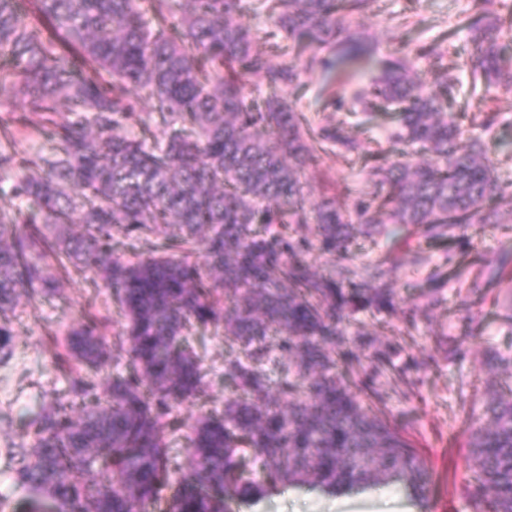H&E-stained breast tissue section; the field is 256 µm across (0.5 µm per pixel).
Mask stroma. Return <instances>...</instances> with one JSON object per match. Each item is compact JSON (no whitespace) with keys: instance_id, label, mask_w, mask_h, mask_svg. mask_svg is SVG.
I'll return each mask as SVG.
<instances>
[{"instance_id":"1","label":"stroma","mask_w":512,"mask_h":512,"mask_svg":"<svg viewBox=\"0 0 512 512\" xmlns=\"http://www.w3.org/2000/svg\"><path fill=\"white\" fill-rule=\"evenodd\" d=\"M473 7V0H377L373 10L351 20L354 32L367 36L372 52L362 59L351 84L337 88L330 72L314 69L301 86L288 87L285 94L299 110L315 122L342 123L346 133L365 147L384 141L396 124L390 110L378 111L364 125L358 116L337 110V99H350L354 88L367 85L385 63L416 44H442L449 55L462 63L452 110L472 137L478 138L495 162L496 174L506 192L497 207L512 213V94L491 88L473 90L466 61L473 51L468 31L458 27L460 11ZM495 113L493 132L481 122ZM367 158L329 148L304 178L312 200L336 197L353 203L369 196L374 186L363 169ZM420 252L425 262L405 265L407 252ZM512 253V230L498 224H481L466 229L458 241L448 243L428 238L422 228L402 231L399 243L386 238L356 239L346 263L362 265L386 260L389 282L404 310L414 311L413 322L391 318L382 323L379 315L357 313L358 321L381 340L400 337L402 357L427 364L425 381L408 386L398 379L385 380L382 396L373 408L404 428L437 474L425 507L414 508L405 491L388 490L386 497L366 493L359 498L323 497L304 488H287L257 505L241 506L240 512H468L461 476L454 469L465 452L468 431L458 418L462 402L484 407L490 396L512 387V260L499 267L503 253ZM499 267L490 275L491 267ZM90 286L81 280H63L59 294L44 303L36 314L22 313L16 322L19 345L14 358L0 365V414L12 417V427L0 429V495L12 492L8 445L24 432L25 423L39 410L50 389H63L65 380L53 368L49 336H65L86 306ZM468 299L479 324L475 336L465 337L466 322L460 307ZM468 338L471 352L463 358L448 355V343ZM231 342L225 336L207 341L210 387L206 405H185L183 415L200 408L223 409L224 382L217 370Z\"/></svg>"}]
</instances>
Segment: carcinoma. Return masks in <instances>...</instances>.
Instances as JSON below:
<instances>
[{
  "instance_id": "carcinoma-1",
  "label": "carcinoma",
  "mask_w": 512,
  "mask_h": 512,
  "mask_svg": "<svg viewBox=\"0 0 512 512\" xmlns=\"http://www.w3.org/2000/svg\"><path fill=\"white\" fill-rule=\"evenodd\" d=\"M190 5L178 25L176 2ZM247 0H0V85L27 99L38 122L13 128L0 117V364L16 353L20 303L33 309L58 280L89 281V297L67 332L53 390L11 443L12 478L24 491L12 512H233L291 485L336 497L401 483L426 503L435 474L419 449L363 396L412 368L401 348L351 316L397 313L383 264L311 270L314 248L343 258L358 236L414 224L453 240L472 224H501L491 203L503 187L480 144L448 108L457 65L440 46L418 45L432 80L403 56L352 106L371 118L397 106L390 138L436 162L371 153L377 190L353 208L308 201L301 181L327 146L357 153L340 126H315L282 95L316 58L300 65L257 49L239 21ZM300 56L303 41L344 44L336 76L361 60L365 38L350 18L375 0H256ZM465 16L477 53L473 83L512 92V55L498 43L512 13L489 31L496 0ZM249 82L270 90L258 102ZM152 101L145 110L140 98ZM43 143L19 152L29 132ZM112 295L125 322L109 338ZM222 329L224 409L190 421L181 407L203 399L208 368L199 335ZM125 352L111 370L113 348ZM470 443L460 469L471 512H512V389L483 412L463 409Z\"/></svg>"
}]
</instances>
